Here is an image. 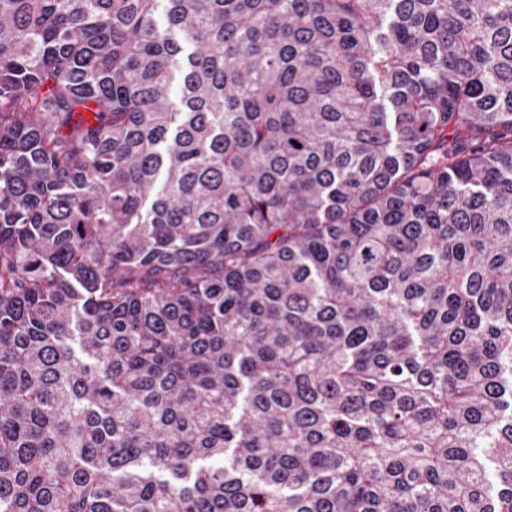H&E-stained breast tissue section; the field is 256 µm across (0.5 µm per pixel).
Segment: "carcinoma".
<instances>
[{
  "instance_id": "cac0c4a2",
  "label": "carcinoma",
  "mask_w": 512,
  "mask_h": 512,
  "mask_svg": "<svg viewBox=\"0 0 512 512\" xmlns=\"http://www.w3.org/2000/svg\"><path fill=\"white\" fill-rule=\"evenodd\" d=\"M0 512H512V0H0Z\"/></svg>"
}]
</instances>
